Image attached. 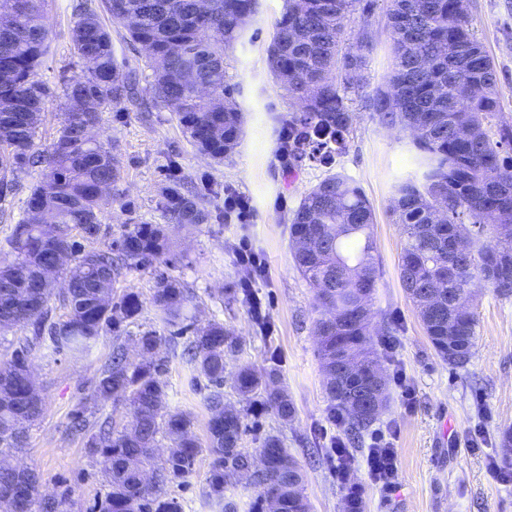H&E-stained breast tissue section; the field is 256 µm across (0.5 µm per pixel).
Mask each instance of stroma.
I'll return each mask as SVG.
<instances>
[{
    "label": "stroma",
    "instance_id": "35a3bbf8",
    "mask_svg": "<svg viewBox=\"0 0 512 512\" xmlns=\"http://www.w3.org/2000/svg\"><path fill=\"white\" fill-rule=\"evenodd\" d=\"M468 12L477 38L497 70L502 110L494 125H512V0H468ZM285 0H257L255 15L244 36L224 55L229 98L244 114V134L233 153L215 163L188 141L168 108L147 102L143 107L112 109L102 114L97 129L110 140L120 160L119 181L101 207V233L86 242V249L108 246L129 218L162 223V191L170 171H177L185 188L198 192L212 213L210 223L173 228L172 271L194 294L200 319H216L238 336L243 350L227 367L249 363L277 367L279 383L295 414L281 424L258 405L245 412L247 430L241 448L256 453L266 435L280 436L289 453L306 473L305 495L311 512H347L346 490L333 472L328 454L330 402L324 391L317 352L314 292L294 269L288 217L304 192L331 174L356 180L375 213L376 256L383 274L373 299L377 349L386 376L403 370L413 389L414 405L405 408L400 391L390 387L386 410L348 449L359 464L351 474L362 488L361 512H512V483L501 484L490 475L491 466L512 472V454L500 446L503 429L512 427V296H500L483 281H475L477 341L474 355L461 366L438 357L407 298L399 279L398 263L404 242L390 213L395 185L416 177L415 150L408 133L382 125L367 103V96L388 74L390 40L386 28L388 0H377L370 17L354 13L346 22V37L369 24L375 49L360 72L362 93L353 95L354 122L347 148L332 163L310 159L283 166L279 159V130L293 104L271 80L266 49ZM100 0H49V52L36 70L50 95L41 116L36 150L48 149L62 119L64 82L80 71L74 56L72 31L80 12L96 9ZM42 171L21 173L13 191L0 196V253L10 254L12 231L21 219L31 187ZM248 197L251 214L243 220H225L224 191ZM248 239L268 264V277L256 290L267 305L270 331H261L252 319L239 286L243 275L233 247ZM155 288L151 270H127L116 280L115 294L132 290L145 303L139 319L167 341L160 356L162 380L169 407L188 414L191 431L208 442L210 412L202 377L183 356L188 335L174 334L150 302ZM28 346L38 388L45 397L42 418L32 426L24 448L11 460L39 474L44 492L55 493L67 484L74 490L70 512H87L103 499L107 486L101 467L86 445V437L71 428L72 413L86 397L112 355V337L100 338L91 354L73 359L35 342L30 327L0 332V356ZM398 431L394 442L399 486L392 494L379 492L360 461L374 433L385 427ZM486 437L480 448L469 441L475 430ZM208 451H200L194 470L171 494L182 512H222L204 494L209 471Z\"/></svg>",
    "mask_w": 512,
    "mask_h": 512
}]
</instances>
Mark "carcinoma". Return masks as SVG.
<instances>
[{
	"label": "carcinoma",
	"instance_id": "cac0c4a2",
	"mask_svg": "<svg viewBox=\"0 0 512 512\" xmlns=\"http://www.w3.org/2000/svg\"><path fill=\"white\" fill-rule=\"evenodd\" d=\"M460 0H389L391 73L369 97V107L387 127L418 129L413 139L421 176L401 182L392 204L394 223L405 238L399 264L402 288L412 302L436 354L463 365L474 354L477 316L465 285L483 270L488 254L504 259L492 288L512 295V238L497 235V225L512 219V126L489 134L491 118L501 110L494 61L472 30ZM47 0H0V191L11 188L7 176L27 166L42 168V179L30 191L24 216L12 234V253L0 256V324L32 325L36 339L49 340L54 351L87 354L103 335L112 334V357L86 402L97 407L122 401L130 420L122 427L105 422L88 436L86 446L100 459L108 492L99 512H181L168 486L192 471L200 444L190 417L168 407L160 364L153 360L166 338L155 329L136 336L145 356L128 360L121 336L137 323L144 302L134 291L112 296L123 270L166 264L171 225L206 224L211 219L199 196L180 191L174 176L161 206L163 224L135 221L105 249L85 250L94 240L103 187L120 179L119 160L109 142L90 135L107 109H125L140 98L136 70L118 62L112 34L94 9L73 27V54L84 69L65 81V112L51 146L34 150V138L48 88L35 71L48 52ZM375 0H287L267 50L269 72L300 110L283 123L297 138L288 144L294 160L309 157L323 163L346 148L352 125L349 94L362 89L351 78L374 49L367 29L345 42L346 17L359 10L370 15ZM115 23L133 20L130 42L151 48L153 81L145 92L168 105L189 142L216 162L224 160L243 132V116L233 103H222L224 53L242 37L255 0H101ZM470 82L477 92L468 98L459 86ZM206 83L218 105L197 96ZM447 209L444 222L433 211ZM373 207L351 178L332 174L310 188L293 211L290 236L296 270L315 288L320 310L318 356L325 390L353 435L377 417L362 408L365 372L378 364L370 329L371 301L380 269L374 255ZM471 240L473 268L454 262L448 251L455 233ZM81 239H76V236ZM66 255L56 268L67 291L65 320L49 321L52 289L45 287L42 255ZM444 287L436 308L424 302V287L435 280ZM193 293L176 278L160 272L151 303L170 324L193 329L188 363L207 381L210 465L206 494L224 499V488L249 474L258 489L252 512H266L275 495L278 512H309L304 474L277 435L264 438L258 455L240 448L246 430L243 414L224 405V372L228 357L241 351L239 339L215 319L194 327L186 314ZM28 347L0 360V455L22 448L27 430L43 414L44 397L32 392L27 374ZM277 370L243 364L234 384L246 401L254 396L281 423L294 406L276 387ZM170 441L166 456L155 451L158 436ZM72 488L61 487L51 502L41 495L40 477L31 470L0 465V499L11 512H68Z\"/></svg>",
	"mask_w": 512,
	"mask_h": 512
}]
</instances>
